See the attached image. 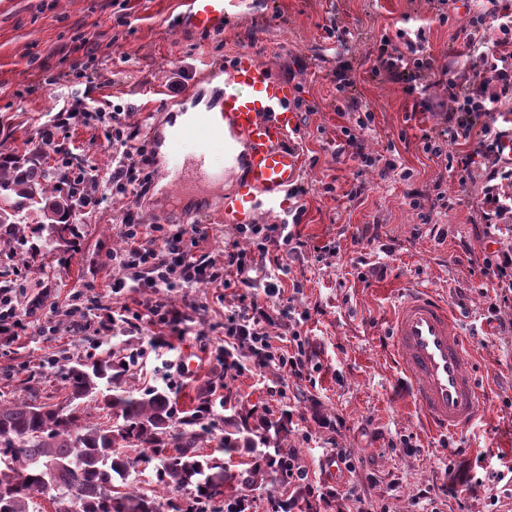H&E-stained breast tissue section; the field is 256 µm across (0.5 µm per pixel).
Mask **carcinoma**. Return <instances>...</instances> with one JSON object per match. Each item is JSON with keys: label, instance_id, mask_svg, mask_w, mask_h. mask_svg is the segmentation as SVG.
Here are the masks:
<instances>
[{"label": "carcinoma", "instance_id": "obj_1", "mask_svg": "<svg viewBox=\"0 0 512 512\" xmlns=\"http://www.w3.org/2000/svg\"><path fill=\"white\" fill-rule=\"evenodd\" d=\"M48 180L39 155L1 154L0 228L13 233L29 219L61 239L72 232L71 194ZM126 372L121 359L76 363L64 377L62 408L36 391L0 400V512H30L29 502L50 487L74 500L78 512H161L165 495L175 512H207L228 491L288 485L283 420L244 412L224 397L222 407L232 415L224 417L221 448L254 455L248 469L233 472L198 448L212 427L211 391L200 393L181 417L167 388L123 389ZM99 396V410L117 426L82 423L80 403ZM251 418L259 424L251 426ZM138 462L153 465L156 487L149 494L128 482Z\"/></svg>", "mask_w": 512, "mask_h": 512}]
</instances>
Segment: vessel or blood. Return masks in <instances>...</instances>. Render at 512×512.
I'll return each instance as SVG.
<instances>
[{
  "mask_svg": "<svg viewBox=\"0 0 512 512\" xmlns=\"http://www.w3.org/2000/svg\"><path fill=\"white\" fill-rule=\"evenodd\" d=\"M226 0H186L178 17L184 29L223 27ZM201 81L224 85L219 111L194 112L172 129L167 150L175 162L169 182L186 189L189 174L177 164L185 141L202 144L206 152L223 154L225 165L238 166L242 176L233 195L219 209L226 224H248L257 212L285 213L303 162L292 136L298 116L289 107L292 89L250 50L238 52L229 67L202 71ZM242 142L244 155L228 148ZM391 352L408 377L414 401L426 420L445 433L471 425L478 417L481 393L469 370L470 353L459 325L445 301L428 289H407L391 322Z\"/></svg>",
  "mask_w": 512,
  "mask_h": 512,
  "instance_id": "vessel-or-blood-1",
  "label": "vessel or blood"
}]
</instances>
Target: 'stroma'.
Instances as JSON below:
<instances>
[{
	"label": "stroma",
	"mask_w": 512,
	"mask_h": 512,
	"mask_svg": "<svg viewBox=\"0 0 512 512\" xmlns=\"http://www.w3.org/2000/svg\"><path fill=\"white\" fill-rule=\"evenodd\" d=\"M184 0H0V154L35 150L39 132L58 112L77 118L66 130L65 147L88 175L104 180L112 166L108 134L112 115L132 107L128 121L149 145L152 132L173 123L168 79L180 74L199 85L207 64L224 65L245 49L256 50L293 89L299 115L293 136L303 160L307 193L291 200L299 222L293 227L310 249L285 257L283 288L300 283L297 311H309L304 328L316 351L311 379L298 380L271 366L256 369L244 358L229 388L246 408L272 418L288 415V447L316 490L338 489L337 498L310 496V512H356L342 498L347 486L365 491L370 512H512V480L498 479L492 465L512 461V335H501L493 313L492 285L475 257L495 246L478 238L481 182L459 187L456 173L423 150L422 136L442 126L441 91L429 75L414 89L388 73L370 71L369 56L381 35L405 32L420 40L435 68L449 77L474 81L470 57L453 33L483 9L481 0H456L440 22L427 0H231L223 27L189 31L179 27ZM337 23L352 37L346 45L327 38L325 25ZM99 35L95 64L84 73L71 69L80 34ZM347 61L350 84L337 91V61ZM190 106L213 108L223 87L199 85ZM357 99L375 119L363 131L366 153L394 160L397 168L336 158L334 148L355 121L342 108ZM166 164L153 172L155 189L140 201L144 223L165 224L173 199ZM361 187L350 197L352 187ZM446 190L438 200V190ZM420 208H411L408 193ZM115 195L96 207L75 205V234L60 240L45 230L32 244L0 238V272L28 287L19 302L27 308L36 282H44L57 305L53 336L29 329L10 347H0V393L43 395L64 392V369L89 356L143 353L142 369L128 372L125 388L171 386L179 408L189 409L200 389L224 371V315L236 306L233 288H177L176 306L196 305L183 333L154 348V330L130 331L122 318L108 321L99 336H76L65 311L81 292L77 319L98 321L113 303L109 253L118 248L117 222L130 205ZM378 236L365 246L367 265L356 262L354 237L366 225ZM335 242V264L318 262L315 250ZM424 287L447 301L460 324L483 394L478 419L450 434L434 431L416 406L405 377L390 355L389 327L403 290ZM197 368L180 373L186 349ZM352 450L353 472L323 475L322 460L333 443Z\"/></svg>",
	"instance_id": "stroma-1"
}]
</instances>
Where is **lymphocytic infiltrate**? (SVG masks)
Returning <instances> with one entry per match:
<instances>
[{
    "label": "lymphocytic infiltrate",
    "mask_w": 512,
    "mask_h": 512,
    "mask_svg": "<svg viewBox=\"0 0 512 512\" xmlns=\"http://www.w3.org/2000/svg\"><path fill=\"white\" fill-rule=\"evenodd\" d=\"M484 13L471 17L455 33L464 50L477 54L480 61L478 86L464 85L454 78L439 77L437 86L447 97L444 101L445 125L424 134L423 149L456 171L459 185L474 179L483 182L482 234L497 240L503 221L512 220V164L502 162V140L512 134V9L488 0ZM492 30L495 38L483 45L480 33ZM416 42L399 43L384 38L372 59L373 73L388 72L405 84L416 82L421 73L432 70ZM465 143V150L449 153L452 144ZM112 170L98 186L100 195L122 194L141 199L150 189L152 176L147 170V143L139 131L120 113L112 115ZM238 235L223 260H216L204 248L207 228L193 224H146L133 206L120 218L121 248L112 253V293L122 295L126 286L151 289L128 320L133 330L142 325L165 328L181 324L189 315L160 299L164 288H237L241 294L237 309L224 316L225 345H247L257 368L278 364L291 377L302 380L313 368L310 340L301 329H293L287 347L274 343L273 328L291 317L290 305L277 299L278 288H271V303L262 304L250 289L254 272L272 277L282 271L283 254L298 255L308 243L292 233L288 222L239 225ZM482 272L488 275L500 305H512V241L500 242L497 250L484 255ZM26 288L15 283L0 284V346L16 341L25 326L18 317V305Z\"/></svg>",
    "instance_id": "f902f5d3"
}]
</instances>
